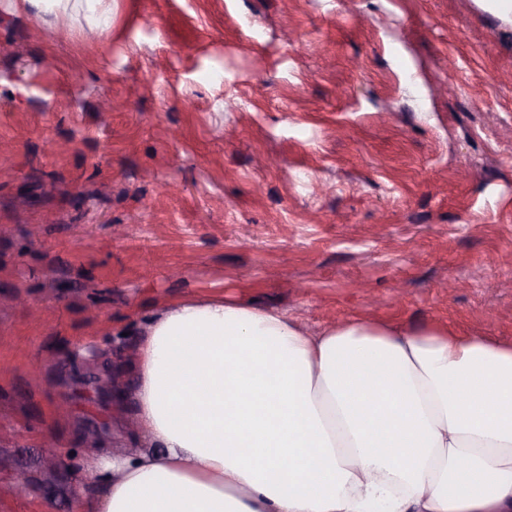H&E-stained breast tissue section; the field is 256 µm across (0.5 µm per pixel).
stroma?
I'll list each match as a JSON object with an SVG mask.
<instances>
[{
	"instance_id": "1",
	"label": "stroma",
	"mask_w": 512,
	"mask_h": 512,
	"mask_svg": "<svg viewBox=\"0 0 512 512\" xmlns=\"http://www.w3.org/2000/svg\"><path fill=\"white\" fill-rule=\"evenodd\" d=\"M512 343V19L484 0H0V512L133 447L165 296Z\"/></svg>"
}]
</instances>
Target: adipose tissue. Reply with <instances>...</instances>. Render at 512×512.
<instances>
[{
  "label": "adipose tissue",
  "mask_w": 512,
  "mask_h": 512,
  "mask_svg": "<svg viewBox=\"0 0 512 512\" xmlns=\"http://www.w3.org/2000/svg\"><path fill=\"white\" fill-rule=\"evenodd\" d=\"M122 371L140 446L76 512H512V344L164 297Z\"/></svg>",
  "instance_id": "obj_1"
}]
</instances>
